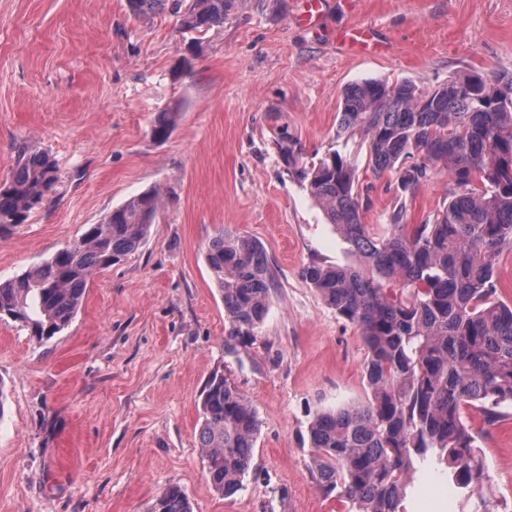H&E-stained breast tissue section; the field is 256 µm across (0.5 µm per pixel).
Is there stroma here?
Wrapping results in <instances>:
<instances>
[{
	"mask_svg": "<svg viewBox=\"0 0 512 512\" xmlns=\"http://www.w3.org/2000/svg\"><path fill=\"white\" fill-rule=\"evenodd\" d=\"M300 0H240L202 36L126 0H0V184L19 147L47 151L59 180L0 238V281L77 240L147 190L162 205L140 247L96 275L71 325L47 341L0 322V512H152L180 487L193 512H346L319 488L308 448L313 416L365 402L357 326L303 280L312 263L354 262L289 155L332 147L343 89L365 79L437 86L463 73H512V0H356L317 28ZM368 25L378 53H344L338 31ZM180 107L154 140L157 112ZM363 221L386 229L395 178L361 169ZM438 174L406 197L405 223L443 204ZM222 229L264 248L275 277L254 336L228 340L224 301L205 259ZM223 373L254 406L256 475L232 496L208 483L198 446L201 391ZM481 432L491 512H512V406ZM460 490L418 464L405 512H458Z\"/></svg>",
	"mask_w": 512,
	"mask_h": 512,
	"instance_id": "35a3bbf8",
	"label": "stroma"
}]
</instances>
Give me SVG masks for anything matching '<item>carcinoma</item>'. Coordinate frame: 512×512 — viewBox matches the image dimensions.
<instances>
[{"label": "carcinoma", "mask_w": 512, "mask_h": 512, "mask_svg": "<svg viewBox=\"0 0 512 512\" xmlns=\"http://www.w3.org/2000/svg\"><path fill=\"white\" fill-rule=\"evenodd\" d=\"M137 19L166 8L179 28L203 36L238 0H126ZM336 149L296 170L359 263H312L302 277L367 350L366 403L318 413L308 429L318 486L354 512H402L415 464L433 459L462 489L461 512L475 507L486 462L479 433L462 416L476 408L494 424L512 405V303L499 298L495 260L512 250V74H463L439 86L363 80L341 93ZM178 107L157 113L151 135L166 140ZM392 173L400 196L441 171L452 187L433 219L388 233L362 221L360 164ZM57 181L54 160L20 148L0 185V231L24 223ZM161 207L156 192L130 197L73 245L0 282V320L41 341L67 329L89 282L136 251ZM206 261L224 301L227 336L254 335L269 310L274 277L263 247L223 229ZM198 443L213 490L230 496L254 467L259 421L253 405L214 372L202 392ZM152 512H192L171 486Z\"/></svg>", "instance_id": "1"}]
</instances>
